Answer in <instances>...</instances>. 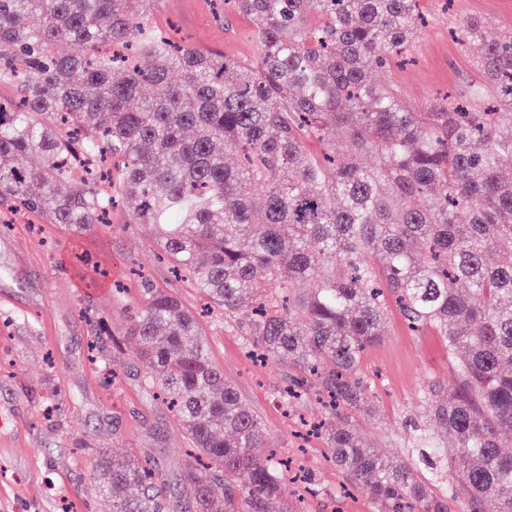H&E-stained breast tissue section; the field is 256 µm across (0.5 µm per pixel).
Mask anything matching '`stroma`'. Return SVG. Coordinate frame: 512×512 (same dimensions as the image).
Listing matches in <instances>:
<instances>
[{
    "instance_id": "35a3bbf8",
    "label": "stroma",
    "mask_w": 512,
    "mask_h": 512,
    "mask_svg": "<svg viewBox=\"0 0 512 512\" xmlns=\"http://www.w3.org/2000/svg\"><path fill=\"white\" fill-rule=\"evenodd\" d=\"M427 27L411 38V65L375 73L422 108L446 93H463L475 80L468 55L448 35L463 17L487 21L490 38L512 35V0H419ZM155 26L171 41L218 51L243 63L257 56L249 17H216L212 0H156ZM0 512H112L96 490L92 451L149 454L168 489V512H194L180 491L191 443L172 413L141 384L144 369L131 341L111 352L119 389L106 388L87 362L90 331L80 311L93 306L115 330L128 323L137 297L136 274L172 288L190 308L203 298L188 278H176L159 256L154 230L112 214L113 231L74 239L37 216L0 208ZM203 330L213 360L232 380L244 403L262 420L280 454L296 455L317 483L338 490L337 501L309 498L304 512H375L362 487L340 493L342 479L320 441L297 450L293 422L275 394L285 381V362L261 364L246 357L238 337L213 322ZM366 372L378 373L381 416L358 418L355 429L381 453L400 454L409 438L404 421L423 417L424 384L454 386L441 337L413 332L392 312L386 334L363 354Z\"/></svg>"
}]
</instances>
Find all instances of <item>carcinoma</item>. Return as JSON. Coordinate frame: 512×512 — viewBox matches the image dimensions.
I'll return each instance as SVG.
<instances>
[{
	"instance_id": "1",
	"label": "carcinoma",
	"mask_w": 512,
	"mask_h": 512,
	"mask_svg": "<svg viewBox=\"0 0 512 512\" xmlns=\"http://www.w3.org/2000/svg\"><path fill=\"white\" fill-rule=\"evenodd\" d=\"M152 2L0 0V83L16 90L0 100V206L79 238L111 227L122 200L225 330L288 360L280 403L328 398L317 431L378 512H455L460 497L464 512H512V256L488 262L512 245V38L460 20L483 81L421 111L369 79L409 52L417 0H221L252 19L249 64L171 42ZM29 153L35 171L18 165ZM388 296L408 327L443 337L456 387L425 386L411 451L383 457L353 422L377 413L360 359ZM81 316L115 378L112 328ZM126 334L197 452L183 473L195 512H302L282 507L286 480L299 504L320 493L271 450L176 294L140 278ZM95 478L112 512H167L147 454L100 449Z\"/></svg>"
}]
</instances>
